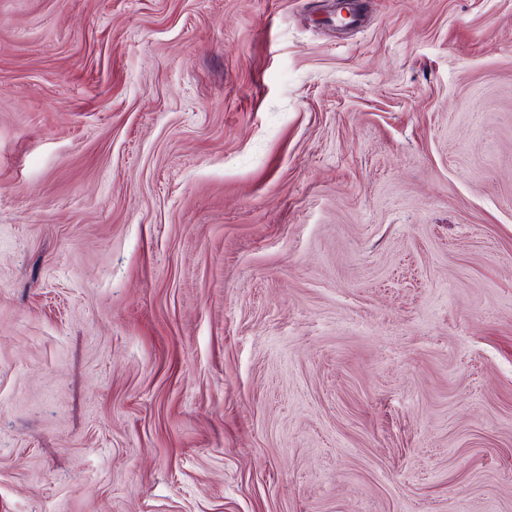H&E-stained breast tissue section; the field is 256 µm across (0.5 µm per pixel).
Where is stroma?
<instances>
[{"label":"stroma","instance_id":"1","mask_svg":"<svg viewBox=\"0 0 512 512\" xmlns=\"http://www.w3.org/2000/svg\"><path fill=\"white\" fill-rule=\"evenodd\" d=\"M0 0V512H512V0Z\"/></svg>","mask_w":512,"mask_h":512}]
</instances>
